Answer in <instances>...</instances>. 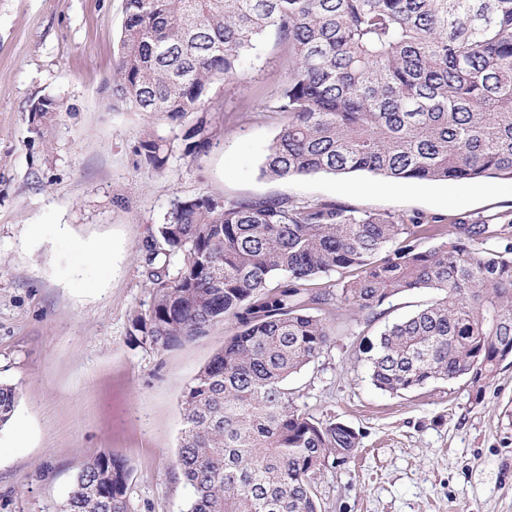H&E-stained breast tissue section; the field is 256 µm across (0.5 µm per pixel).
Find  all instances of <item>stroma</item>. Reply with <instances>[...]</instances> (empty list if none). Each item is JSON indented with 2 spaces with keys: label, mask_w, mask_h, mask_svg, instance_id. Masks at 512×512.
<instances>
[{
  "label": "stroma",
  "mask_w": 512,
  "mask_h": 512,
  "mask_svg": "<svg viewBox=\"0 0 512 512\" xmlns=\"http://www.w3.org/2000/svg\"><path fill=\"white\" fill-rule=\"evenodd\" d=\"M123 0H0V381L19 397L0 427V512H60L100 451L123 460L130 512H186L192 490L175 459L183 396L224 345L223 327L157 351L129 335L152 296L139 262L178 198H287L355 213L438 221L512 218V179L408 182L355 172L262 176L284 120L273 103L288 48L264 36L239 82L215 83L213 106L178 122L112 110ZM56 97L50 124L33 101ZM206 121L209 151L186 152ZM168 147L148 166L147 138ZM112 261L94 256L100 244ZM407 292L375 312L343 309L336 336L288 380L299 410L360 435L355 457L314 482L322 512H512V361L475 390L468 379L402 394L375 388L363 338L431 302Z\"/></svg>",
  "instance_id": "obj_1"
}]
</instances>
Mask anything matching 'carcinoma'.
Returning <instances> with one entry per match:
<instances>
[{
	"label": "carcinoma",
	"instance_id": "cac0c4a2",
	"mask_svg": "<svg viewBox=\"0 0 512 512\" xmlns=\"http://www.w3.org/2000/svg\"><path fill=\"white\" fill-rule=\"evenodd\" d=\"M268 32L290 57L276 106L287 123L264 175L512 178V0H125L110 106L172 122L207 112L212 85L240 78ZM59 108L47 95L31 112L42 121ZM186 139L195 156L212 145L203 122ZM141 147L164 166L161 140ZM424 231L414 218L278 197L173 204L141 255L153 300L131 335L160 350L232 327L183 398L187 512H321L314 475L351 456L359 434L301 412L287 380L331 343L343 306L435 293L368 343L371 382L402 394L468 376L482 392L512 356V220L464 218L428 248ZM17 398L0 383V426ZM128 476L100 452L62 512H129Z\"/></svg>",
	"mask_w": 512,
	"mask_h": 512
}]
</instances>
